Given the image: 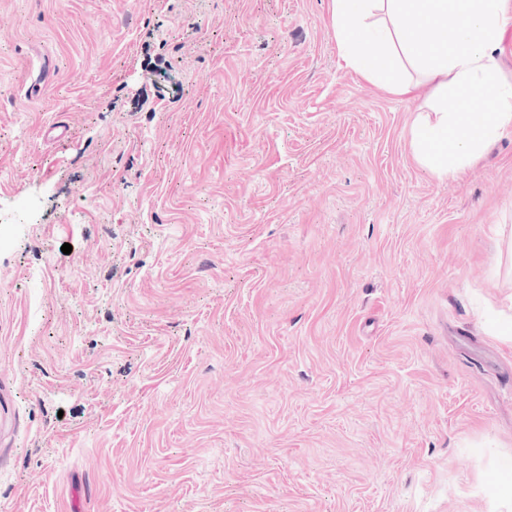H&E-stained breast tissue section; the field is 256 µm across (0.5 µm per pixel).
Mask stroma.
Wrapping results in <instances>:
<instances>
[{"mask_svg": "<svg viewBox=\"0 0 512 512\" xmlns=\"http://www.w3.org/2000/svg\"><path fill=\"white\" fill-rule=\"evenodd\" d=\"M328 2L0 0V512H512V135Z\"/></svg>", "mask_w": 512, "mask_h": 512, "instance_id": "obj_1", "label": "stroma"}]
</instances>
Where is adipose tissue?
<instances>
[{"label": "adipose tissue", "instance_id": "adipose-tissue-1", "mask_svg": "<svg viewBox=\"0 0 512 512\" xmlns=\"http://www.w3.org/2000/svg\"><path fill=\"white\" fill-rule=\"evenodd\" d=\"M329 12L340 68L403 98L418 83L431 86L409 145L438 179L459 177L512 134V83L501 60L512 0H330Z\"/></svg>", "mask_w": 512, "mask_h": 512}]
</instances>
